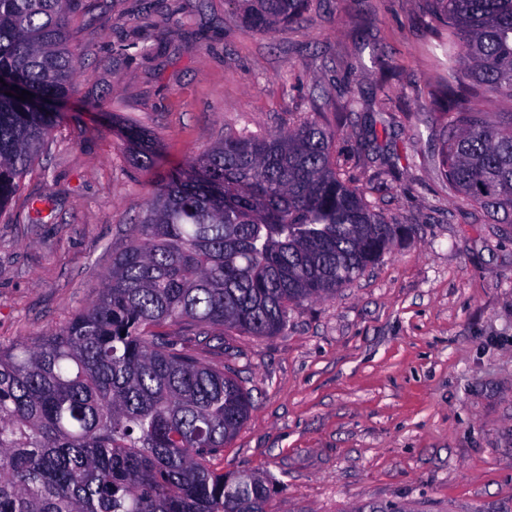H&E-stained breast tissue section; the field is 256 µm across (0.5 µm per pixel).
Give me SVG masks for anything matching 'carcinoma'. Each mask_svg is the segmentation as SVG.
<instances>
[{
	"label": "carcinoma",
	"instance_id": "cac0c4a2",
	"mask_svg": "<svg viewBox=\"0 0 512 512\" xmlns=\"http://www.w3.org/2000/svg\"><path fill=\"white\" fill-rule=\"evenodd\" d=\"M78 0H0V76L33 97L0 99V210L61 119L74 88ZM269 34L312 0H236ZM441 54L428 96L448 128L434 163L448 195L512 224V0H431ZM130 140L146 166L154 142ZM315 117L286 132L229 134L162 179L95 295L61 327L0 347V512H272L279 481L215 467L253 407L200 345L288 326L294 305L332 297L398 235L352 187Z\"/></svg>",
	"mask_w": 512,
	"mask_h": 512
}]
</instances>
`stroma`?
I'll return each instance as SVG.
<instances>
[{"instance_id":"35a3bbf8","label":"stroma","mask_w":512,"mask_h":512,"mask_svg":"<svg viewBox=\"0 0 512 512\" xmlns=\"http://www.w3.org/2000/svg\"><path fill=\"white\" fill-rule=\"evenodd\" d=\"M86 2L62 120L0 212V344L87 304L169 172L227 133L314 114L355 186L414 234L293 307L281 334L199 350L254 401L217 467L283 481L274 512H512V224L449 197L434 168L429 0H314L266 35L230 0H179L171 16L162 0ZM353 95L362 109L338 120ZM131 125L156 141L155 167Z\"/></svg>"}]
</instances>
